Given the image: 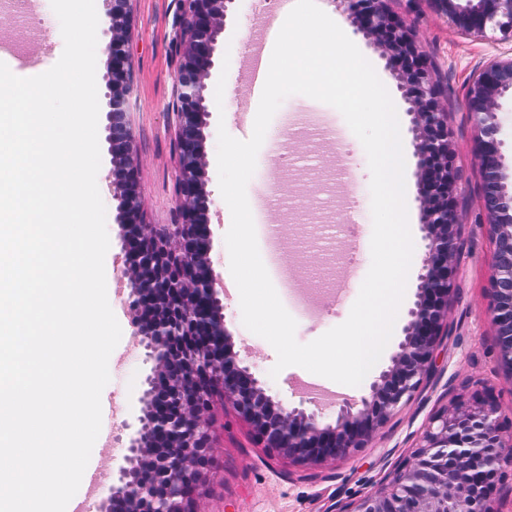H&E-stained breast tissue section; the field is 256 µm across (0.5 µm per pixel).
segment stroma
I'll return each mask as SVG.
<instances>
[{"mask_svg":"<svg viewBox=\"0 0 512 512\" xmlns=\"http://www.w3.org/2000/svg\"><path fill=\"white\" fill-rule=\"evenodd\" d=\"M413 34L419 51L431 63L437 100L448 112V139L453 153L459 195V273L448 311L451 335L439 352L440 379L426 386L397 413L368 447L333 464L301 465L258 447L248 425L232 405L216 408L212 426V467L196 492L200 512H325L337 498L349 500L376 490L386 466L410 457L429 418L456 401L492 394L503 415L512 414V380L495 359V343L486 316L493 273L494 243L481 215L480 180L474 159L475 131L461 107L467 83L483 61L512 55V42L483 40L457 32L431 0H389ZM279 0H236L224 25L230 63L224 82L223 113L211 115L206 130V188L212 203V268L218 280L230 274L225 245L229 208L218 184L217 136L226 127L233 137L250 138L259 101L244 75L248 41L258 36L263 16L277 13ZM129 52L133 67L129 120L138 157L137 191L144 223L162 227L177 220L175 124L169 107L174 93L177 58L173 38L179 0H133ZM39 33L53 58L64 49L60 23L52 8L37 9L27 20L0 11V38L25 45ZM345 32L373 65L396 107L405 156V198L414 252L404 299L390 341L359 386L335 384L338 397L358 399L391 363L403 338L402 329L417 299L419 276L426 259L421 207L417 198L415 142L408 104L378 49L353 27ZM97 174L106 208L109 253L105 274L109 304L121 326V339L109 359L108 393L118 402L103 425L107 447H93L90 463L104 479L124 466L123 424L142 414L141 395L150 372L144 350L132 336L130 312L118 291L120 226L112 189V157L101 150ZM371 172L366 152L334 107L303 95L287 97L275 113L247 185L258 248L278 296L296 320L298 342L308 343L349 316L371 265ZM280 227L276 248L267 245L269 225ZM225 325L234 349L263 381L270 395L293 407L305 400L297 385L307 370L290 366L278 376L274 348L242 324L240 304L224 296Z\"/></svg>","mask_w":512,"mask_h":512,"instance_id":"1","label":"stroma"}]
</instances>
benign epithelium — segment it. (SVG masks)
Instances as JSON below:
<instances>
[{"instance_id": "obj_1", "label": "benign epithelium", "mask_w": 512, "mask_h": 512, "mask_svg": "<svg viewBox=\"0 0 512 512\" xmlns=\"http://www.w3.org/2000/svg\"><path fill=\"white\" fill-rule=\"evenodd\" d=\"M110 40L106 143L112 155L117 223L123 228L114 262L129 302L132 335L152 362L142 392L144 413L129 435L124 460L108 485L105 512H195L194 492L209 466L216 400L230 402L255 444L300 463H322L364 448L438 371L448 336V305L458 272L457 179L448 142V112L436 99L426 59L387 0H343L355 31L380 50L409 104L417 194L428 260L419 276L403 339L391 365L356 401L336 404V421L319 409L275 402L250 367L240 365L224 325V303L212 273L204 180L207 79L219 58L224 20L235 0H181L171 113L178 154V219L158 229L142 223L132 132L126 123L131 0H105ZM458 31L512 40V0H432ZM512 97V57L478 67L462 99L477 132L480 204L495 241L486 311L499 367L512 377V153L498 137L497 114ZM512 469V434L505 437L490 400L459 402L432 417L414 454L359 499L330 512H493L502 470Z\"/></svg>"}]
</instances>
